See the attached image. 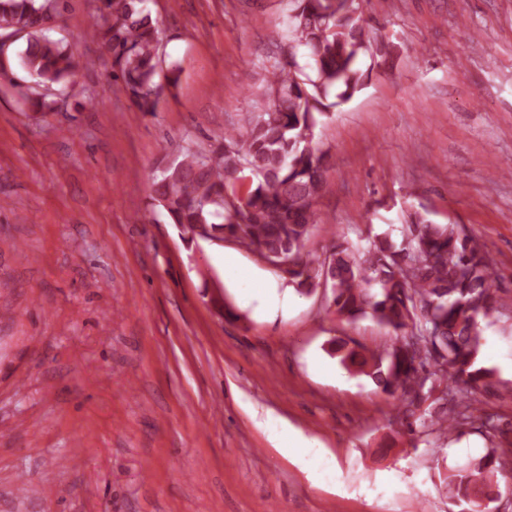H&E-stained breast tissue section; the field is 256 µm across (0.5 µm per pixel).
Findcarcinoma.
Listing matches in <instances>:
<instances>
[{
    "mask_svg": "<svg viewBox=\"0 0 512 512\" xmlns=\"http://www.w3.org/2000/svg\"><path fill=\"white\" fill-rule=\"evenodd\" d=\"M146 2L101 0L103 23L91 28L112 60V81L139 111L154 115L181 69L166 63ZM292 2V42L304 47L308 64L276 59L266 67L265 99L245 131H227L209 149L188 150L151 172V205L185 240L233 238L288 262L277 273L300 294L330 288V306L339 317H369L392 329L394 341L382 351L334 339L330 354L399 401L409 433L435 426L448 437L464 426L486 428L490 418L479 414L477 395L495 394L497 381L480 364V319L502 313L507 304L495 288L498 272L484 245L458 224H435L415 211L398 243L377 235L363 254L344 241L322 258L305 251L318 223L329 157L312 145L313 129L317 116L364 86L360 61L369 43L354 0ZM58 4L0 0V34L13 37L0 42V59H14L31 79L18 94L22 107L54 109L50 91L73 86L79 70L64 40L48 35ZM248 173L251 186L239 196L237 185ZM496 463L490 452L448 474V498L465 502L467 512H485Z\"/></svg>",
    "mask_w": 512,
    "mask_h": 512,
    "instance_id": "cac0c4a2",
    "label": "carcinoma"
}]
</instances>
